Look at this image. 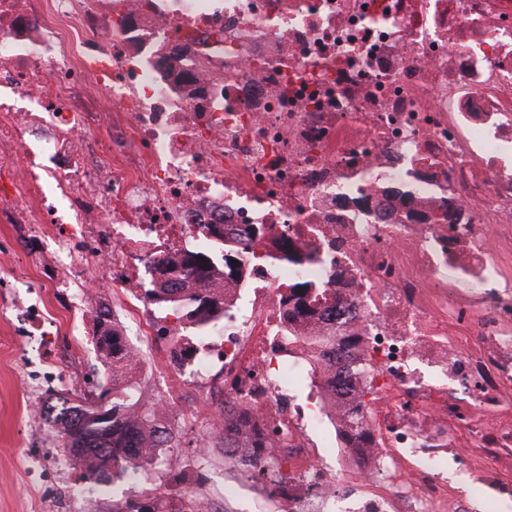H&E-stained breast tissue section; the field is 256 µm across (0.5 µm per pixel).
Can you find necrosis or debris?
<instances>
[{
	"label": "necrosis or debris",
	"mask_w": 512,
	"mask_h": 512,
	"mask_svg": "<svg viewBox=\"0 0 512 512\" xmlns=\"http://www.w3.org/2000/svg\"><path fill=\"white\" fill-rule=\"evenodd\" d=\"M0 223L55 258L0 275L31 392L43 285L151 339L146 259L262 224L172 369L223 366L227 458L282 459L289 512H512V0H0ZM452 289L457 302L463 306L483 304L487 300L483 285L476 281L459 282Z\"/></svg>",
	"instance_id": "1"
}]
</instances>
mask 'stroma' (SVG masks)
<instances>
[{
    "instance_id": "35a3bbf8",
    "label": "stroma",
    "mask_w": 512,
    "mask_h": 512,
    "mask_svg": "<svg viewBox=\"0 0 512 512\" xmlns=\"http://www.w3.org/2000/svg\"><path fill=\"white\" fill-rule=\"evenodd\" d=\"M7 242L0 251V265L17 277H31L46 267L48 257L41 246H28L14 225L0 224V242ZM43 302L55 316L58 334L56 349L60 354L56 365L66 375L78 371L81 365L96 367L99 361L90 339L93 325L75 310L63 309L51 292H43ZM144 366L140 375L141 389L147 397L165 399L169 391H176L183 413L174 423L178 446L171 454L177 465L161 467L152 474L153 483L179 492L183 487H194L198 498L223 500L225 512H259V503L253 502L249 492L236 484L239 472L224 458V441L219 431L204 427V412L209 402L204 387L196 382H183L169 377L165 359L169 351L166 337H157L143 345ZM25 342L16 336L11 326L0 320V512H40L44 485L36 483L26 469V455L56 447L52 432H44L40 443L27 440L23 362ZM208 446L205 468L207 481L194 484L191 460L199 446ZM75 487L79 512H115L125 500L123 485H97L77 476H70Z\"/></svg>"
}]
</instances>
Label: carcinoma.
<instances>
[{"mask_svg":"<svg viewBox=\"0 0 512 512\" xmlns=\"http://www.w3.org/2000/svg\"><path fill=\"white\" fill-rule=\"evenodd\" d=\"M260 229V225H254L234 244L227 245L220 225H202L199 236L209 243L208 248L188 250L174 259L155 260L159 278L145 289L146 297L168 315L192 319L195 336L208 335L214 325L224 322V296L191 292L185 284L226 275L241 277ZM92 343L104 370L112 372V385L121 382L125 387L112 393L110 401L104 392L94 398L68 392L57 396L46 408L48 426L56 431L58 447L66 461L83 468L85 479L96 484L127 483L129 512H156L152 501L162 494V485L143 489L136 485L138 477L129 473L143 453L151 426L148 410L139 421L131 417V410L142 400L138 381L142 365L132 359L111 313L107 320L96 322Z\"/></svg>","mask_w":512,"mask_h":512,"instance_id":"1","label":"carcinoma"}]
</instances>
